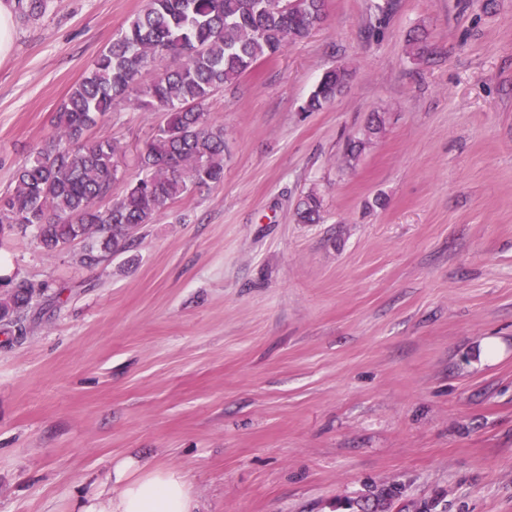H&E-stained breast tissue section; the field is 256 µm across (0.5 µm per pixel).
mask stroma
<instances>
[{"label": "stroma", "instance_id": "1", "mask_svg": "<svg viewBox=\"0 0 512 512\" xmlns=\"http://www.w3.org/2000/svg\"><path fill=\"white\" fill-rule=\"evenodd\" d=\"M146 0H47L0 58V195ZM428 33L424 58L408 34ZM352 71L319 112L328 69ZM224 180L130 251L81 262L0 237L48 290L0 328V512H76L134 457L185 472L200 512H512V0H327L302 42L205 103ZM385 131L345 160L372 115ZM157 113L94 133L139 175ZM317 193V224L297 223ZM350 72L345 67H335L324 73L311 91L302 111L319 112L332 102L348 84Z\"/></svg>", "mask_w": 512, "mask_h": 512}]
</instances>
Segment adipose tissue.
Masks as SVG:
<instances>
[{
  "label": "adipose tissue",
  "instance_id": "1",
  "mask_svg": "<svg viewBox=\"0 0 512 512\" xmlns=\"http://www.w3.org/2000/svg\"><path fill=\"white\" fill-rule=\"evenodd\" d=\"M108 480L111 489L86 500L80 512H198L183 471L153 469L125 458L115 464Z\"/></svg>",
  "mask_w": 512,
  "mask_h": 512
}]
</instances>
